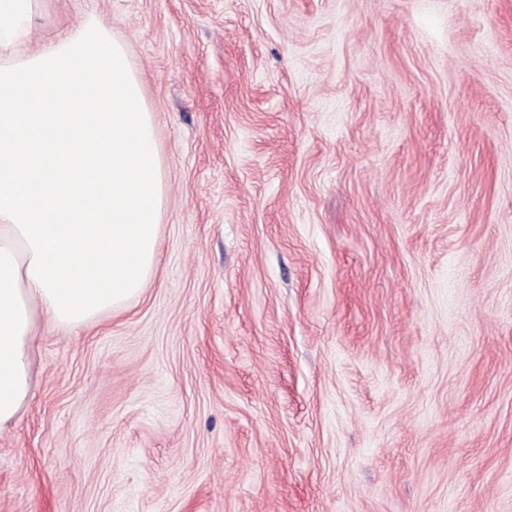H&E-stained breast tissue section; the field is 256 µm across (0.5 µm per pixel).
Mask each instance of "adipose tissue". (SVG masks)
<instances>
[{
    "instance_id": "obj_1",
    "label": "adipose tissue",
    "mask_w": 512,
    "mask_h": 512,
    "mask_svg": "<svg viewBox=\"0 0 512 512\" xmlns=\"http://www.w3.org/2000/svg\"><path fill=\"white\" fill-rule=\"evenodd\" d=\"M165 194L123 42L90 20L0 65V434L29 405L39 318L79 331L141 294Z\"/></svg>"
}]
</instances>
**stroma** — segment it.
Instances as JSON below:
<instances>
[{"label": "stroma", "instance_id": "35a3bbf8", "mask_svg": "<svg viewBox=\"0 0 512 512\" xmlns=\"http://www.w3.org/2000/svg\"><path fill=\"white\" fill-rule=\"evenodd\" d=\"M123 41L167 187L38 321L0 512H512V0H39Z\"/></svg>", "mask_w": 512, "mask_h": 512}]
</instances>
